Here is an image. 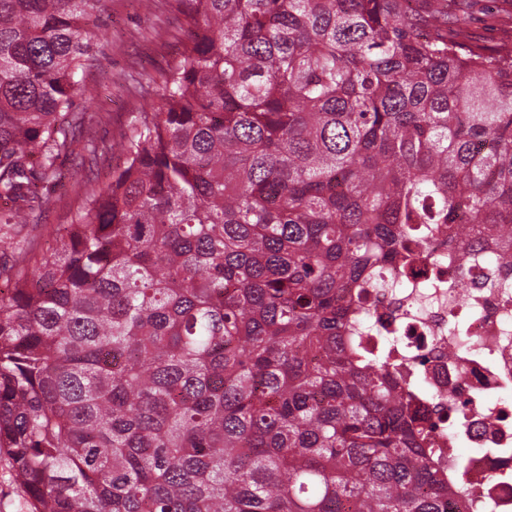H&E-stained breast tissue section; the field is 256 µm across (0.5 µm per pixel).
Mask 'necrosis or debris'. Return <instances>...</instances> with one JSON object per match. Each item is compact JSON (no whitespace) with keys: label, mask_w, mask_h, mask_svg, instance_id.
I'll use <instances>...</instances> for the list:
<instances>
[{"label":"necrosis or debris","mask_w":512,"mask_h":512,"mask_svg":"<svg viewBox=\"0 0 512 512\" xmlns=\"http://www.w3.org/2000/svg\"><path fill=\"white\" fill-rule=\"evenodd\" d=\"M456 256L436 237L402 285L371 292L368 305L394 314L396 359L425 356L411 372L413 399L437 404L441 455L467 446L480 512H512V292L489 287L483 269L452 287Z\"/></svg>","instance_id":"necrosis-or-debris-1"}]
</instances>
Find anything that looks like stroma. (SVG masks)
<instances>
[{
  "label": "stroma",
  "instance_id": "stroma-1",
  "mask_svg": "<svg viewBox=\"0 0 512 512\" xmlns=\"http://www.w3.org/2000/svg\"><path fill=\"white\" fill-rule=\"evenodd\" d=\"M181 17L168 0H159L154 12H145L138 0H104L88 26L93 61L84 73V94L76 105L92 101V126L98 137L120 140L126 130L130 96L128 74L156 73L172 63L182 50ZM61 186L45 194L44 219L65 224L84 192V174L71 162L62 166Z\"/></svg>",
  "mask_w": 512,
  "mask_h": 512
}]
</instances>
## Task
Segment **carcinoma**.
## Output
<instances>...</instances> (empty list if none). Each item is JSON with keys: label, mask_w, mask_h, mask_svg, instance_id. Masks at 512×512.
<instances>
[{"label": "carcinoma", "mask_w": 512, "mask_h": 512, "mask_svg": "<svg viewBox=\"0 0 512 512\" xmlns=\"http://www.w3.org/2000/svg\"><path fill=\"white\" fill-rule=\"evenodd\" d=\"M99 2L0 0V449L31 512H448L430 417L356 335L440 224L460 282L512 290V37L469 0H174L180 58L129 75L111 144L75 105ZM116 148L43 224L36 184ZM510 7L503 0H476L473 6L474 23L471 27L474 35L485 45H496L502 35L497 23V15L505 8Z\"/></svg>", "instance_id": "carcinoma-1"}]
</instances>
